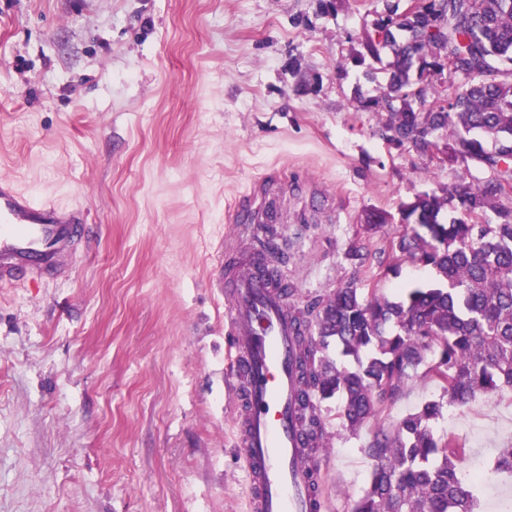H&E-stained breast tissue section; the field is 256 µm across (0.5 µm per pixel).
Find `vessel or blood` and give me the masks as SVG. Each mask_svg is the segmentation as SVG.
Returning a JSON list of instances; mask_svg holds the SVG:
<instances>
[{
    "mask_svg": "<svg viewBox=\"0 0 512 512\" xmlns=\"http://www.w3.org/2000/svg\"><path fill=\"white\" fill-rule=\"evenodd\" d=\"M287 183L285 173L266 175L224 212L225 223L235 225L237 233L225 241L232 258L221 266L217 288L224 297L227 354L238 396L235 423L252 488L250 512H322L297 424V325L240 237L247 225L276 222L270 198ZM82 217L80 210L34 201L1 179L0 286L57 274L73 255L74 226Z\"/></svg>",
    "mask_w": 512,
    "mask_h": 512,
    "instance_id": "vessel-or-blood-1",
    "label": "vessel or blood"
}]
</instances>
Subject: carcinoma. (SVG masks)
I'll return each mask as SVG.
<instances>
[{
    "mask_svg": "<svg viewBox=\"0 0 512 512\" xmlns=\"http://www.w3.org/2000/svg\"><path fill=\"white\" fill-rule=\"evenodd\" d=\"M364 46L391 57L380 95L366 103L385 113L388 139L424 152L429 136L417 129L444 131L448 163L487 167L494 179L425 192L401 209L405 230L387 271L410 261L430 268L433 282L394 299L348 282L298 310L300 425L317 452L323 403L336 400L355 435L414 379L433 377L440 397L363 448L373 469L352 512H483L478 491L491 475L512 476V446L472 474L468 449L436 437L434 424L447 407L512 389V206L500 200L512 180V0H426L416 15L393 0ZM447 68L464 84L444 101L425 75ZM448 210L457 216L446 221ZM489 210L497 223L481 222Z\"/></svg>",
    "mask_w": 512,
    "mask_h": 512,
    "instance_id": "1",
    "label": "carcinoma"
}]
</instances>
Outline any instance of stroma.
<instances>
[{
	"instance_id": "obj_1",
	"label": "stroma",
	"mask_w": 512,
	"mask_h": 512,
	"mask_svg": "<svg viewBox=\"0 0 512 512\" xmlns=\"http://www.w3.org/2000/svg\"><path fill=\"white\" fill-rule=\"evenodd\" d=\"M385 16L384 0H0V177L92 227L64 276L0 288V512H249L213 282L224 209L256 177L293 182L274 198L292 304L432 279L386 272L401 206L491 174L383 135L362 38ZM440 394L416 381L355 436L324 404V512L362 494L375 431ZM434 431L490 458L512 393Z\"/></svg>"
}]
</instances>
